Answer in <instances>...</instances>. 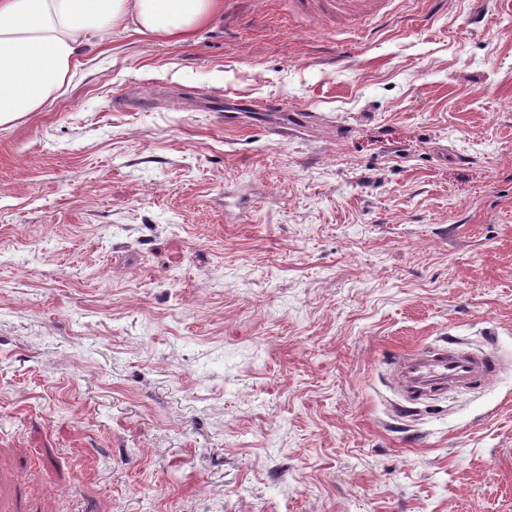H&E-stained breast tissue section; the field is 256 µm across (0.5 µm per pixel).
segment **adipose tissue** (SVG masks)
Segmentation results:
<instances>
[{
	"label": "adipose tissue",
	"mask_w": 512,
	"mask_h": 512,
	"mask_svg": "<svg viewBox=\"0 0 512 512\" xmlns=\"http://www.w3.org/2000/svg\"><path fill=\"white\" fill-rule=\"evenodd\" d=\"M219 0H0V126L40 111L96 38L128 29L183 41Z\"/></svg>",
	"instance_id": "adipose-tissue-1"
}]
</instances>
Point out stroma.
<instances>
[{
  "instance_id": "35a3bbf8",
  "label": "stroma",
  "mask_w": 512,
  "mask_h": 512,
  "mask_svg": "<svg viewBox=\"0 0 512 512\" xmlns=\"http://www.w3.org/2000/svg\"><path fill=\"white\" fill-rule=\"evenodd\" d=\"M0 512H512V0H222L1 127ZM302 11L352 25L381 14L386 0H295ZM395 378L404 386L406 396L420 400L433 388L474 383L494 375L497 360L454 347L413 351L395 361Z\"/></svg>"
}]
</instances>
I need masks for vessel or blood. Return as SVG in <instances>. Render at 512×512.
Instances as JSON below:
<instances>
[{"instance_id":"1","label":"vessel or blood","mask_w":512,"mask_h":512,"mask_svg":"<svg viewBox=\"0 0 512 512\" xmlns=\"http://www.w3.org/2000/svg\"><path fill=\"white\" fill-rule=\"evenodd\" d=\"M298 7L323 17L351 24L379 16L385 0H296ZM496 359L454 347L401 354L395 362V378L407 397L422 399L428 390L470 384L494 375Z\"/></svg>"}]
</instances>
